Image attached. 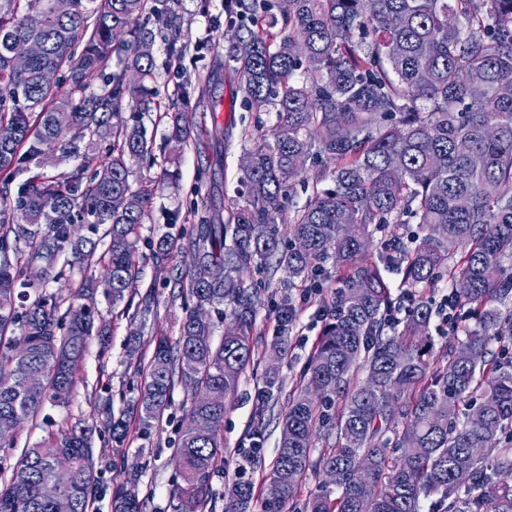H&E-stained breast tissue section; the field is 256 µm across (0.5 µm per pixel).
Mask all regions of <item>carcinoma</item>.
Returning <instances> with one entry per match:
<instances>
[{
  "instance_id": "obj_1",
  "label": "carcinoma",
  "mask_w": 512,
  "mask_h": 512,
  "mask_svg": "<svg viewBox=\"0 0 512 512\" xmlns=\"http://www.w3.org/2000/svg\"><path fill=\"white\" fill-rule=\"evenodd\" d=\"M237 19L231 45L243 104L275 112L272 140L253 139L240 165L227 223L192 213L197 223L150 244L156 261L180 255L176 278L187 303L178 335L152 338L153 352L132 399L137 421L149 427L172 405L176 385L191 391L184 410L198 427L181 430L172 458L179 475L171 495L178 512H204L212 475L224 456V405L195 398L212 388L228 395L254 364L252 342L261 282L280 270L288 287L316 291L320 264L343 269L326 302L319 341L288 396L263 512H287L310 470L332 471L301 512H512V349H491L512 333V0H226ZM169 0H70L59 13L52 0H0V430H19L45 403H69L90 337L108 351L109 328L98 307L75 299L102 292L112 309L130 311L138 294L139 229L154 194L130 183V162L152 152L141 123L121 120L126 99L154 75L153 34L138 25L157 16L169 55L185 51ZM129 39L115 42L116 33ZM39 42L42 50L21 69L12 47ZM128 53L99 92L85 77ZM68 72L71 90L43 81ZM137 74L139 83L127 79ZM482 78L474 93L471 78ZM170 139L187 145L195 114L169 104ZM109 142L94 167L93 147ZM86 165L46 176L36 172L17 189L11 175L41 167L42 146ZM312 163V192L292 201L301 170ZM289 210L288 233L279 218ZM415 224L418 231H409ZM106 248L98 252L100 227ZM86 229V233L79 229ZM390 230L381 261L397 268L415 297L409 314L377 263L364 259L366 242ZM69 270L83 276L70 298L47 291ZM102 265L97 278L88 270ZM206 265L202 282L196 269ZM454 284L456 331L435 350V311L426 293L443 273ZM155 304L141 294L129 316L133 345ZM229 319L236 335L214 343L213 315ZM293 320L290 297L279 311V333ZM364 372L365 380H358ZM276 371L259 388L252 442L270 421ZM130 423L104 405L89 421H66L21 449L13 469L0 466V512H89L97 484L94 437L121 447ZM323 448L316 450V441ZM412 456L399 453L406 442ZM471 448H482L475 457ZM259 460L242 452L238 478L224 488V512H251ZM69 470L58 496L45 488ZM372 477L362 485L352 472ZM112 512H141L138 496L119 483Z\"/></svg>"
}]
</instances>
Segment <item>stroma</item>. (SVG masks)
<instances>
[{"instance_id": "obj_1", "label": "stroma", "mask_w": 512, "mask_h": 512, "mask_svg": "<svg viewBox=\"0 0 512 512\" xmlns=\"http://www.w3.org/2000/svg\"><path fill=\"white\" fill-rule=\"evenodd\" d=\"M174 12L181 21V36L186 50L179 65H171L163 39H155L151 48L155 66L154 88L159 94L151 110L139 115L135 106L122 109L127 123L143 119L152 138L154 158L132 165V184L146 179H160L164 187L153 200L151 217L141 229L139 246L141 287L156 286L158 294L153 312L147 317L145 336L164 332L176 336L177 325L185 314L181 299L173 295L172 272L180 261L160 267L153 260L146 244L148 238L168 230L172 218H185L194 205L207 204L216 221H225L238 188L240 163L250 136L256 129L271 130L274 114L247 111L236 92L237 76L234 62L228 54L234 33L222 0H174ZM182 94L184 111L195 113L196 124L190 143L182 151H174L168 138L171 120L164 115L168 96ZM285 273L278 272L267 280L261 294L257 320L253 331L254 368L242 376L237 390L224 401V457L216 468L212 486L216 498L213 512H222L221 494L225 485L236 478L234 460L240 452L250 449L247 437L251 425L256 392L263 385L267 366L265 358L274 342H281L284 357L274 365L282 391L271 412L272 420L260 444L261 466L254 474L262 482L271 469L280 439L279 417L287 408V398L299 381L304 362L322 329L325 298L298 285L285 290ZM291 293L294 325L288 336L278 334V310L284 293ZM103 317L112 326L108 352H101L98 341H91L85 359L77 373L74 396L68 406H45L36 420L17 435L18 445L35 442L63 419H87L99 405L111 403L115 414L126 412L130 392L141 377L132 367L134 358L149 359L151 349L139 347L130 352L128 345L129 319L120 311H108L105 301H98ZM183 388H176L173 403L163 418L150 429L131 423L124 451H117L108 438L94 441L95 461L101 469L96 512H111L110 500L114 484L137 480L144 500L143 512H174L170 489L176 481L171 462L177 430L185 425L182 409Z\"/></svg>"}]
</instances>
